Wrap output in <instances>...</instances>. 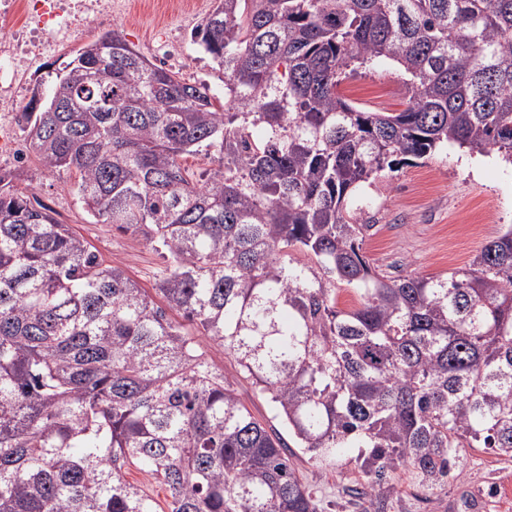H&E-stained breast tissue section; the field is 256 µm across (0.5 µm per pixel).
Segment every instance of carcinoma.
<instances>
[{"label": "carcinoma", "instance_id": "carcinoma-1", "mask_svg": "<svg viewBox=\"0 0 512 512\" xmlns=\"http://www.w3.org/2000/svg\"><path fill=\"white\" fill-rule=\"evenodd\" d=\"M192 42L222 106L114 30L18 115L96 223L159 254L166 307L0 170V512H319L293 447L358 449V510L386 512L391 472L433 491L466 448L511 457L512 225L447 276H391L360 191L450 146L512 161V0H214ZM375 60L407 75L402 111L338 91ZM204 348L211 359L222 369H224V376L231 381H234L235 388L243 401L252 414L262 423L268 421L270 417L268 407L263 399H261L253 390L250 384L243 381L238 373L234 361L224 355V349L212 342L204 344ZM126 477L130 481L143 484L147 489L148 493L154 499H156V501L161 505V507H165L166 491L160 485L157 479L141 472L135 467H132L129 470Z\"/></svg>", "mask_w": 512, "mask_h": 512}]
</instances>
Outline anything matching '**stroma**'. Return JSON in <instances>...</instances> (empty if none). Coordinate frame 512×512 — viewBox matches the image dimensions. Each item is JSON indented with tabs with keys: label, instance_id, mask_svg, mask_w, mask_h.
<instances>
[{
	"label": "stroma",
	"instance_id": "stroma-1",
	"mask_svg": "<svg viewBox=\"0 0 512 512\" xmlns=\"http://www.w3.org/2000/svg\"><path fill=\"white\" fill-rule=\"evenodd\" d=\"M212 7L213 0H112L111 16L73 20L68 28L46 36L27 25L24 15H16L15 30L24 32L27 39L47 43L17 72V103L22 106L29 101L48 64L115 29L151 61L164 62L182 79L205 85L211 95L223 98L222 72L190 39L192 29ZM340 90L368 111H401L410 96L404 74L384 61L348 74ZM17 117L14 111L0 112V135L15 144L14 149L0 153V169L16 173L18 188L50 206L56 218L104 260L123 266L141 287L153 290L159 255L142 239L93 223L74 193V176L47 172L34 161ZM363 200L377 217L363 246L373 265L392 274H447L466 265L505 225L512 224V162L494 151L482 156L452 147L417 164L383 171L373 185L364 188ZM205 349L234 381L252 414L267 422L266 403L240 380L223 348L210 342ZM356 454V449H349L345 459L330 465L295 457L299 475L319 499L322 512H355L353 492L365 482L354 464ZM391 478L397 493L387 512H466L462 505L466 497L475 500V512H512V457L482 448L466 449L461 473L450 478L441 492L426 490L404 470Z\"/></svg>",
	"mask_w": 512,
	"mask_h": 512
}]
</instances>
